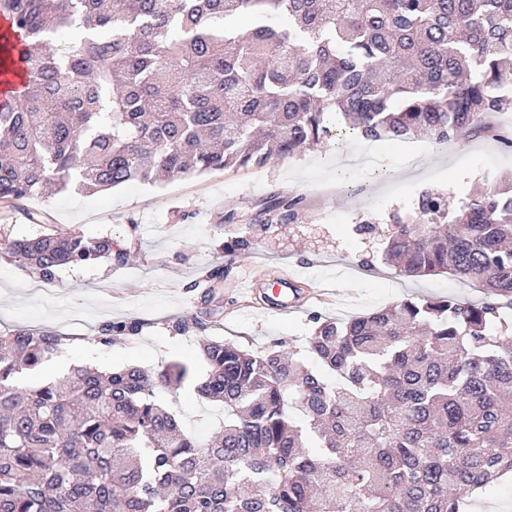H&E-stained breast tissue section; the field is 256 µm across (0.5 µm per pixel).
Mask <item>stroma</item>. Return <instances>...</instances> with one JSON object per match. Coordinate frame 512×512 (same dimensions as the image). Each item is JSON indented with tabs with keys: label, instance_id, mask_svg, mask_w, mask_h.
Listing matches in <instances>:
<instances>
[{
	"label": "stroma",
	"instance_id": "1",
	"mask_svg": "<svg viewBox=\"0 0 512 512\" xmlns=\"http://www.w3.org/2000/svg\"><path fill=\"white\" fill-rule=\"evenodd\" d=\"M413 146L347 134L261 168L0 202V233L9 237L34 236L54 225L89 237L112 235L130 251L125 264L102 259L61 269L49 307L31 291L34 274L1 259L0 332L26 327L68 335L61 358L70 367L156 371L189 363L191 379L159 395L188 432L208 438L223 410L194 390L208 370L200 337L177 333L172 325L201 310L189 287L210 267L224 268L223 283L210 289L211 335L254 352L280 341L304 346L314 313L345 320L409 298L482 299L480 289L446 273L400 275L384 260V241L394 229L392 214L412 216L423 190L445 192L458 207L487 178L512 175V149L486 135L454 138L412 167L407 155ZM292 196L305 199L293 221L270 224L247 249L225 254L231 236L244 235L275 198ZM365 222L375 225V233H356ZM257 264L301 274L316 293L312 303L286 318L253 308L240 283ZM134 320L143 328L132 340L109 348L90 340L103 322Z\"/></svg>",
	"mask_w": 512,
	"mask_h": 512
}]
</instances>
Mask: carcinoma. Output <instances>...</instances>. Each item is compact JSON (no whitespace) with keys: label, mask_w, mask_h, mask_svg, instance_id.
Returning <instances> with one entry per match:
<instances>
[{"label":"carcinoma","mask_w":512,"mask_h":512,"mask_svg":"<svg viewBox=\"0 0 512 512\" xmlns=\"http://www.w3.org/2000/svg\"><path fill=\"white\" fill-rule=\"evenodd\" d=\"M0 16V61L27 65L0 104L1 202L264 167L325 145L331 114L366 139L445 142L512 105V0H0ZM302 204L271 211L289 222ZM393 220L402 275L449 273L485 301L314 314L303 350L177 322L202 337L198 395L224 407L208 440L159 400L187 364L76 366L26 389L16 376L68 337L1 332L0 512H461L512 472V178L458 211L423 191ZM0 250L43 281L130 255L66 229Z\"/></svg>","instance_id":"obj_1"}]
</instances>
